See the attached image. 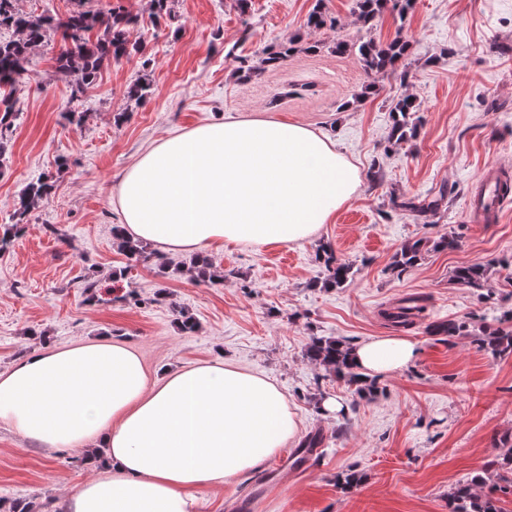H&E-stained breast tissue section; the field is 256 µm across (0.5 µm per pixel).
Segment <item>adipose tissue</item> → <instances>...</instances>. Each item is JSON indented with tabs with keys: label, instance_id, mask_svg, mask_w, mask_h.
Wrapping results in <instances>:
<instances>
[{
	"label": "adipose tissue",
	"instance_id": "adipose-tissue-1",
	"mask_svg": "<svg viewBox=\"0 0 512 512\" xmlns=\"http://www.w3.org/2000/svg\"><path fill=\"white\" fill-rule=\"evenodd\" d=\"M358 185L328 137L240 118L159 139L122 174L117 204L125 237L174 253L261 247L313 237ZM418 356L407 337H377L354 348L353 367L370 379ZM0 425L47 448L105 456L62 512H199V485L259 467L298 431L263 377L215 360L153 379L134 348L107 337L30 354L0 374Z\"/></svg>",
	"mask_w": 512,
	"mask_h": 512
}]
</instances>
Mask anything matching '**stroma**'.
I'll return each instance as SVG.
<instances>
[{"label":"stroma","mask_w":512,"mask_h":512,"mask_svg":"<svg viewBox=\"0 0 512 512\" xmlns=\"http://www.w3.org/2000/svg\"><path fill=\"white\" fill-rule=\"evenodd\" d=\"M319 0H175L174 16L155 22L145 0H91L137 14L133 40L143 53L105 66L96 85L71 95L55 73L59 41L30 55L25 80L10 89L18 112L0 166V224L13 223L20 190L41 175L55 188L0 251V373L24 355L102 336L135 348L151 378L221 359L271 381L299 420V434L256 470L195 491L200 512H448L457 482L486 469L500 436L512 435V357L496 358L470 340L433 333L448 320L504 326L512 310V195L491 215L474 209L489 166L512 175V0H415L406 20L385 9L364 26L355 0H320L335 27L310 29ZM403 35L410 49L397 72L367 75L357 56L339 55L336 39L379 42ZM294 41L281 67L246 78L240 59L257 61L269 45ZM317 43V51L306 46ZM148 83L143 101L131 87ZM375 92H366L367 84ZM416 97L418 132L389 143L391 103ZM83 113L81 125L67 114ZM126 113L116 123L117 113ZM294 122L329 137L357 167L352 200L312 238L285 245H212L223 280L186 273L190 253L133 261L117 247V186L122 172L158 139L213 120ZM67 159L59 169V159ZM437 201L426 213L403 203ZM54 224L62 237L46 234ZM452 235V250L424 254L393 271L409 241ZM350 262L343 287L324 288V246ZM482 263L484 287L452 278L455 267ZM125 269L124 279L112 273ZM95 283L101 303H86ZM136 291L139 303L122 302ZM408 297L424 307L408 326L387 311ZM198 324L188 333L180 315ZM405 336L417 361L378 380L360 397L354 386L311 362L313 338L356 345ZM338 399L337 415L319 403ZM323 444L305 463L296 453L310 434ZM79 450L53 451L0 426V499L37 497L60 507L95 470ZM356 471L350 491L338 475Z\"/></svg>","instance_id":"35a3bbf8"}]
</instances>
